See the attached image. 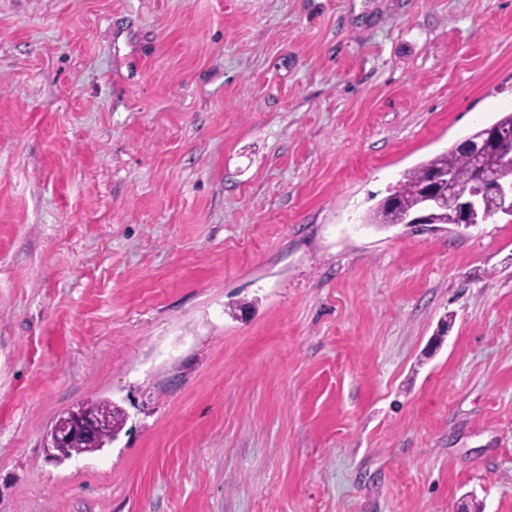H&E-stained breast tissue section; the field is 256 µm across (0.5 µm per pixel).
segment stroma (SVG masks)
<instances>
[{
	"instance_id": "obj_1",
	"label": "stroma",
	"mask_w": 512,
	"mask_h": 512,
	"mask_svg": "<svg viewBox=\"0 0 512 512\" xmlns=\"http://www.w3.org/2000/svg\"><path fill=\"white\" fill-rule=\"evenodd\" d=\"M511 110L512 0H0V512H512V217L365 221ZM91 409L100 419V435L104 443H111L120 432L124 413L112 401H95L89 403ZM98 417L89 410L88 404H81L71 408L57 417L54 424L46 434V446L58 452L63 458H69L72 455L81 454L83 448L81 443L77 442L73 448L70 444L75 440H81L88 453L99 451L104 447L98 437Z\"/></svg>"
}]
</instances>
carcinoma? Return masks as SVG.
<instances>
[{"mask_svg":"<svg viewBox=\"0 0 512 512\" xmlns=\"http://www.w3.org/2000/svg\"><path fill=\"white\" fill-rule=\"evenodd\" d=\"M433 175L449 177L456 184L467 186L477 179L478 170L474 157L460 146L434 156L406 171L394 186L393 192L369 214L366 223L399 224L410 215L423 210L432 213L433 221L437 224L456 223L453 207L432 209L425 200L423 187ZM91 409L100 419V435L103 442H112L122 428L124 413L107 400L91 403Z\"/></svg>","mask_w":512,"mask_h":512,"instance_id":"carcinoma-1","label":"carcinoma"}]
</instances>
